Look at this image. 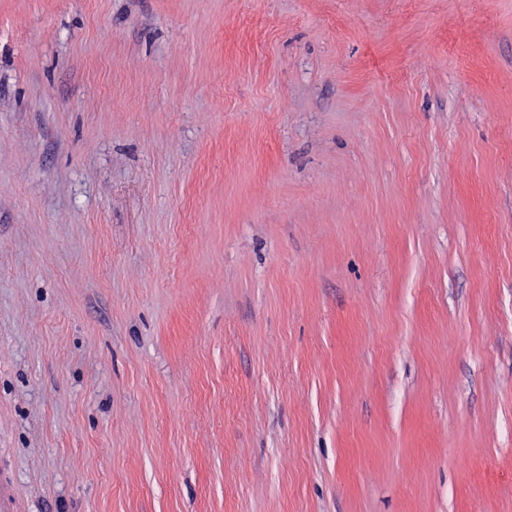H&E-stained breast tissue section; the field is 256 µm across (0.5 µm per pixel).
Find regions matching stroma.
I'll list each match as a JSON object with an SVG mask.
<instances>
[{"label": "stroma", "instance_id": "1", "mask_svg": "<svg viewBox=\"0 0 512 512\" xmlns=\"http://www.w3.org/2000/svg\"><path fill=\"white\" fill-rule=\"evenodd\" d=\"M0 459L512 512V0H0Z\"/></svg>", "mask_w": 512, "mask_h": 512}]
</instances>
